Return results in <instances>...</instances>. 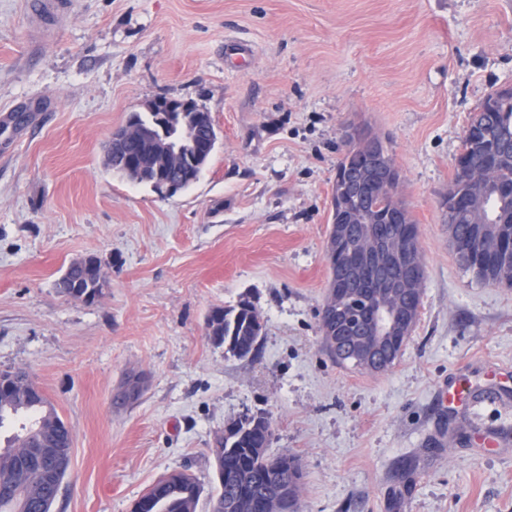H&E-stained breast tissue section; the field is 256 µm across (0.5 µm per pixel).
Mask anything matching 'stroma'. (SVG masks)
<instances>
[{
  "label": "stroma",
  "instance_id": "35a3bbf8",
  "mask_svg": "<svg viewBox=\"0 0 512 512\" xmlns=\"http://www.w3.org/2000/svg\"><path fill=\"white\" fill-rule=\"evenodd\" d=\"M30 2L0 0V371L26 370L72 430L52 512H132L186 467L211 489L216 438L260 414L269 453L301 460L299 512H512V382L489 374L512 370V289L461 269L440 206L469 115L512 85V0H74L49 34ZM161 96L219 136L172 195L107 164ZM352 125L401 170L426 269L383 373L337 364L320 332ZM91 255L102 295L62 294ZM243 302L264 330L241 359L206 321Z\"/></svg>",
  "mask_w": 512,
  "mask_h": 512
}]
</instances>
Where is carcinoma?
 Segmentation results:
<instances>
[{"mask_svg":"<svg viewBox=\"0 0 512 512\" xmlns=\"http://www.w3.org/2000/svg\"><path fill=\"white\" fill-rule=\"evenodd\" d=\"M490 100L494 101L492 111L475 112L469 121L491 131L497 144L504 134L512 137V98L497 100L492 92L485 98L487 102ZM186 117V112L133 115V119L141 123L151 120L182 122ZM127 152L137 159V174L146 184L152 183L156 173L173 168L172 160L165 157L155 143L131 139ZM360 157V151L352 150L339 161L334 191H339L342 179H349L358 172ZM478 178L497 184L512 196V155L501 154L494 158L490 165L479 169ZM457 196L463 213L455 232L471 237L473 249L484 252L492 247L499 254L498 263L489 267H477L463 258L459 259L460 266L483 283L512 288V249L508 248L512 242V200L496 209L478 192L471 176L458 172L441 206H453ZM58 288L73 299L84 298L88 302L102 293L98 281H89L80 275L62 280ZM207 329L215 343L227 346L229 352L243 358L254 354L263 322L253 307L241 304L233 309H217L209 316ZM25 412L35 414L34 427L23 437L16 435L7 439L6 446L0 449V512H10L9 494L16 486L25 489L28 497L45 501V512H51L53 502L47 500L48 491L54 483L63 482L69 467L55 476L40 469L37 458L45 449L38 446V440L62 427L63 420L53 406H44L43 392L30 376L19 371H1L0 414ZM270 436V421L263 415L240 418L225 426L224 435L216 439L218 447L211 449L221 479L216 493L210 496V512H273L276 503L287 497L298 502L299 458L288 453L269 455ZM201 495L202 487L193 474L172 471L153 483L148 494L136 502L133 512H197Z\"/></svg>","mask_w":512,"mask_h":512,"instance_id":"carcinoma-1","label":"carcinoma"}]
</instances>
